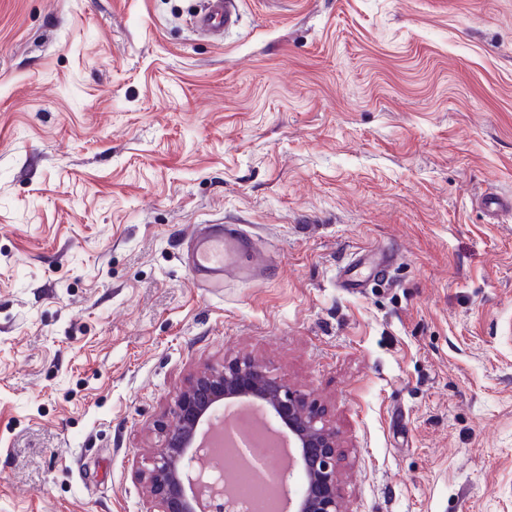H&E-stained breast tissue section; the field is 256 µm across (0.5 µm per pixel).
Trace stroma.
<instances>
[{
  "instance_id": "stroma-1",
  "label": "stroma",
  "mask_w": 512,
  "mask_h": 512,
  "mask_svg": "<svg viewBox=\"0 0 512 512\" xmlns=\"http://www.w3.org/2000/svg\"><path fill=\"white\" fill-rule=\"evenodd\" d=\"M0 0V512H153L177 391L251 355L342 512H512V0ZM248 225L269 278L193 288ZM393 250L387 285H336ZM203 8L193 17L194 28L221 43L224 34L237 26L239 21L238 0H205ZM189 271L194 285L217 290L224 281H261L270 260L244 224H203L188 240Z\"/></svg>"
}]
</instances>
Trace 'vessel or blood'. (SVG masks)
<instances>
[{
  "label": "vessel or blood",
  "mask_w": 512,
  "mask_h": 512,
  "mask_svg": "<svg viewBox=\"0 0 512 512\" xmlns=\"http://www.w3.org/2000/svg\"><path fill=\"white\" fill-rule=\"evenodd\" d=\"M239 0H204L202 9L194 16V28L215 42L237 26ZM189 271L194 285L222 288L225 281L238 279L260 281L270 271V260L261 251L244 225L224 222L202 225L188 240ZM396 260L395 253H381L369 274L358 267L343 268L338 276L339 287L366 288L368 282H388Z\"/></svg>",
  "instance_id": "obj_1"
}]
</instances>
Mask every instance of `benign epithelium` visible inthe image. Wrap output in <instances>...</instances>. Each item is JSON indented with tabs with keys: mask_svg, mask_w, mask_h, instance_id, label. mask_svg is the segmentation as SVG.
<instances>
[{
	"mask_svg": "<svg viewBox=\"0 0 512 512\" xmlns=\"http://www.w3.org/2000/svg\"><path fill=\"white\" fill-rule=\"evenodd\" d=\"M229 398L261 402L297 443L305 481L299 492L288 493L290 512H339L336 434L301 392L249 357L198 373L177 395L174 420L164 429L161 446L152 450L150 467L139 472L158 512H200L198 437L204 424L220 418L218 407Z\"/></svg>",
	"mask_w": 512,
	"mask_h": 512,
	"instance_id": "benign-epithelium-1",
	"label": "benign epithelium"
}]
</instances>
